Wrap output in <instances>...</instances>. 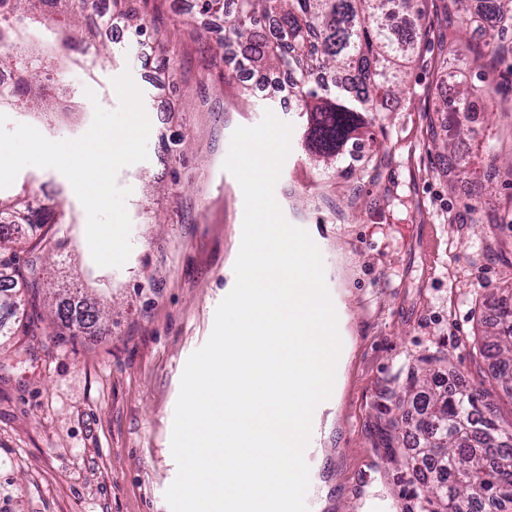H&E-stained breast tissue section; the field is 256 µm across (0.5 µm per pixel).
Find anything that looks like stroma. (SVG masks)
<instances>
[{
    "instance_id": "stroma-1",
    "label": "stroma",
    "mask_w": 512,
    "mask_h": 512,
    "mask_svg": "<svg viewBox=\"0 0 512 512\" xmlns=\"http://www.w3.org/2000/svg\"><path fill=\"white\" fill-rule=\"evenodd\" d=\"M142 9V41L168 35L173 71L141 66L132 54L113 60V48L132 35L119 21L99 26L112 0H95L80 26L96 59L72 55L65 70L74 95L47 120L0 110L50 140L74 139L94 117L84 89L116 109L112 81L127 71L151 122L147 160L117 175L131 190L132 250L122 267L93 261L86 211L59 171L28 166L0 190L7 200L32 185L41 200L57 201L50 231L63 247L46 261V286L92 298L104 313L61 331L40 298L13 335L0 337V512H171L165 492L177 475L171 435L180 380L230 291L243 224V193L223 162L235 128L261 122L265 84L284 77L270 72L257 83L232 46L216 57L218 21L199 15L196 0H144ZM481 39L468 31L444 77L434 51L423 49L408 70L415 100L395 99L365 129L352 176H318L295 144L275 186L286 220L321 242L326 284L353 343L341 392L313 422V512H421L417 476L402 449L384 445L386 400L432 355L443 359L439 371L481 381L485 297L512 284V254L487 249L470 220L476 188L428 142L423 113L447 95L470 43Z\"/></svg>"
}]
</instances>
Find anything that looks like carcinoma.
I'll return each mask as SVG.
<instances>
[{
  "label": "carcinoma",
  "mask_w": 512,
  "mask_h": 512,
  "mask_svg": "<svg viewBox=\"0 0 512 512\" xmlns=\"http://www.w3.org/2000/svg\"><path fill=\"white\" fill-rule=\"evenodd\" d=\"M142 0H112V14L122 18L135 37L142 34L145 19L140 13ZM421 0H198L199 12L223 18V35L216 40L222 49L235 43L240 50V65L252 73L278 72L289 77L290 95L298 101L297 118L303 132L301 149L316 162L335 165L348 147L360 139L363 130L377 112L390 111L389 101L403 82L404 69L420 56L421 46L436 44L437 63L448 62V49L460 37L456 21L466 0H438V8L448 22V31L431 39L424 26ZM482 12L466 21L481 28L487 36L473 49V61L484 62V86L459 89L453 110L443 100L436 111L445 112L447 131L444 140L429 121L433 144H442L443 158L467 177L473 173L468 163H461L457 148L469 136L468 102L474 92L482 95L486 112L509 120L508 133L496 132L477 145L476 152L491 163L501 164L512 180V106L498 97L497 67L500 59L512 56V0H483ZM16 10L49 13L69 8L82 10L88 0H15ZM14 67L23 78L8 92L6 100L23 108L39 101L49 111L44 98L42 73L54 67L52 58L38 65L23 54L15 55ZM319 70L334 75L345 71L356 76L353 93L329 82H313L310 76ZM54 208L35 205L28 196L11 203L0 201V291L3 284L22 281L26 287L39 288L44 268L42 257L60 247L54 236L45 235L32 242L20 261L6 243L11 241L12 221L26 224H50ZM472 222L484 225L486 242L507 248L502 226L512 224V195L495 202L493 208L478 200L471 206ZM486 322L479 355L493 359L494 379L512 395V295L495 298ZM54 315L61 325L100 320L84 300L55 304ZM485 390L462 387L454 393L437 383L413 375L409 384L395 394L394 408L410 406L419 412L416 422L399 432L396 417L388 418V448L414 447L423 453L413 458L414 468L422 476L424 501L437 503L434 512H509L512 509V425L498 424L494 406L484 399Z\"/></svg>",
  "instance_id": "1"
}]
</instances>
